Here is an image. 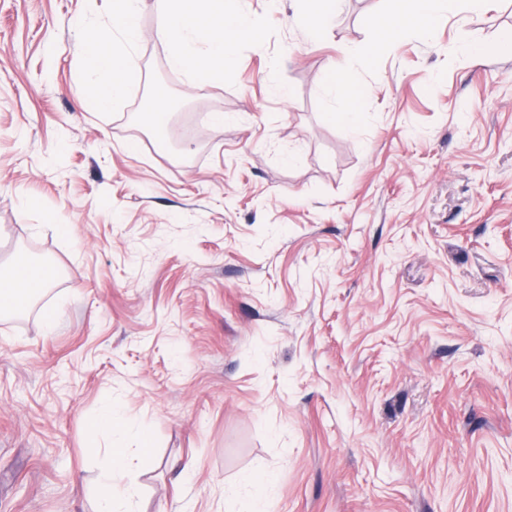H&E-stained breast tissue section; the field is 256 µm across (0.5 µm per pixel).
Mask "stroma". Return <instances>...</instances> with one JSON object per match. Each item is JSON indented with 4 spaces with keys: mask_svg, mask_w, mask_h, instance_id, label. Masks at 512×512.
<instances>
[{
    "mask_svg": "<svg viewBox=\"0 0 512 512\" xmlns=\"http://www.w3.org/2000/svg\"><path fill=\"white\" fill-rule=\"evenodd\" d=\"M245 7L198 90L144 0L139 81L97 112L74 22L112 0H0V263L55 272L0 313V512H96L117 443L138 512H243L247 474L269 512H512V55L459 51L512 0L398 43L405 0H344L313 44L301 0ZM110 403L119 441L86 430ZM333 79L329 84V91L341 98L352 100L361 93V86L357 83L351 68L347 64L339 63L332 67Z\"/></svg>",
    "mask_w": 512,
    "mask_h": 512,
    "instance_id": "1",
    "label": "stroma"
}]
</instances>
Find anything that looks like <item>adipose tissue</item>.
Instances as JSON below:
<instances>
[{"mask_svg": "<svg viewBox=\"0 0 512 512\" xmlns=\"http://www.w3.org/2000/svg\"><path fill=\"white\" fill-rule=\"evenodd\" d=\"M457 2L407 0L411 21L396 19L386 36L400 40L412 26L420 35H429L431 20ZM141 5L142 0H112V17L107 25L78 24L79 30L88 35L84 55L90 76L88 92L96 111H105L125 97L138 80L134 54L141 39ZM155 5L156 34L168 46L169 68L186 74L198 89L223 77L234 66L235 45L252 34L240 0H155ZM52 280L50 269L32 271L30 264L18 258L0 265V297L24 305L45 291ZM129 467L127 449H113L98 486V512H133L141 486L136 480L125 479Z\"/></svg>", "mask_w": 512, "mask_h": 512, "instance_id": "obj_1", "label": "adipose tissue"}]
</instances>
